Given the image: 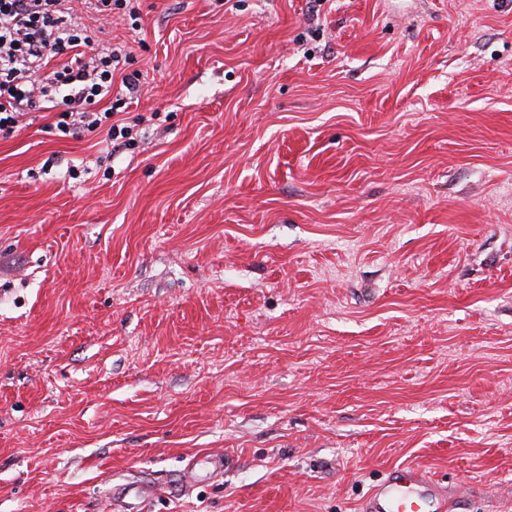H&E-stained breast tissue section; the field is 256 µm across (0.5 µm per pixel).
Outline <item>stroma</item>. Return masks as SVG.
I'll return each instance as SVG.
<instances>
[{
    "label": "stroma",
    "instance_id": "35a3bbf8",
    "mask_svg": "<svg viewBox=\"0 0 512 512\" xmlns=\"http://www.w3.org/2000/svg\"><path fill=\"white\" fill-rule=\"evenodd\" d=\"M138 4L131 149L0 138V512H512V0ZM457 487L435 480L415 464L391 469L360 503L361 512H463ZM135 490V496L137 499V503L127 502L125 499H129L130 493ZM154 496L153 491L151 490V486H139V487H125L113 488L112 497L114 501H119L122 503L123 509L121 512H138L144 510V506L146 502H149ZM134 504V505H133Z\"/></svg>",
    "mask_w": 512,
    "mask_h": 512
}]
</instances>
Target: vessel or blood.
Returning <instances> with one entry per match:
<instances>
[{"label": "vessel or blood", "mask_w": 512, "mask_h": 512, "mask_svg": "<svg viewBox=\"0 0 512 512\" xmlns=\"http://www.w3.org/2000/svg\"><path fill=\"white\" fill-rule=\"evenodd\" d=\"M154 496L150 487H122L113 491L122 512H142ZM465 498L457 487L435 480L429 471L415 464L391 469L360 503V512H463Z\"/></svg>", "instance_id": "vessel-or-blood-1"}]
</instances>
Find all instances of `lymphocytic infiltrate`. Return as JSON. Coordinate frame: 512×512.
<instances>
[{"label":"lymphocytic infiltrate","instance_id":"1","mask_svg":"<svg viewBox=\"0 0 512 512\" xmlns=\"http://www.w3.org/2000/svg\"><path fill=\"white\" fill-rule=\"evenodd\" d=\"M137 20L134 0H0V138L33 112H52L63 137L105 129L114 147L134 142L130 126L113 123L114 73L124 49L102 41L83 13Z\"/></svg>","mask_w":512,"mask_h":512}]
</instances>
